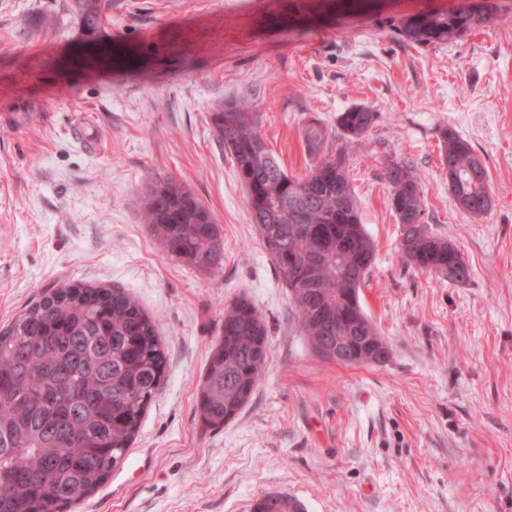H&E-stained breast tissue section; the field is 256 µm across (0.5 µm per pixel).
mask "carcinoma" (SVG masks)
Wrapping results in <instances>:
<instances>
[{"mask_svg": "<svg viewBox=\"0 0 512 512\" xmlns=\"http://www.w3.org/2000/svg\"><path fill=\"white\" fill-rule=\"evenodd\" d=\"M84 36L96 39L110 4L77 0ZM492 0L447 10H421L397 27L409 45L444 44L487 23ZM378 120L365 105L336 116L342 137L362 142ZM215 138L235 165L246 207L281 282L290 294L300 334L328 361L324 347L341 339L351 365L383 344L363 309L360 288L373 265L374 244L362 224L347 156L329 146L326 126L304 127L311 164L286 171L268 149L260 116L245 102L211 113ZM440 162L448 193L471 216L493 205L488 171L471 143L440 131ZM388 202L410 242L406 263L437 279L464 283L470 268L448 240L422 224L423 193L414 168L389 160L383 169ZM143 221L165 256L199 271L222 270L216 220L197 196L173 181L155 183L144 198ZM265 318L239 298L224 307V337L212 353L198 392L203 424L220 429L248 402L266 360ZM166 365L160 331L120 288L70 283L44 296L0 330V512H68L93 494L139 432ZM252 512H304L279 492L259 498Z\"/></svg>", "mask_w": 512, "mask_h": 512, "instance_id": "carcinoma-1", "label": "carcinoma"}]
</instances>
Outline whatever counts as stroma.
I'll use <instances>...</instances> for the list:
<instances>
[{"instance_id": "1", "label": "stroma", "mask_w": 512, "mask_h": 512, "mask_svg": "<svg viewBox=\"0 0 512 512\" xmlns=\"http://www.w3.org/2000/svg\"><path fill=\"white\" fill-rule=\"evenodd\" d=\"M88 48L75 0H0V326L68 283L124 290L161 330L166 374L140 431L76 512H252L282 492L305 512H512V0L440 45L396 35L406 15L464 0H110ZM248 101L293 174L317 118L348 158L375 242L362 304L385 362L317 357L300 336L209 114ZM372 107L362 145L338 112ZM484 160L492 209L459 211L443 128ZM411 161L423 223L468 262L464 283L407 266L382 172ZM174 180L214 215L224 267L166 257L142 220ZM263 314L256 392L224 428L196 395L224 307Z\"/></svg>"}]
</instances>
